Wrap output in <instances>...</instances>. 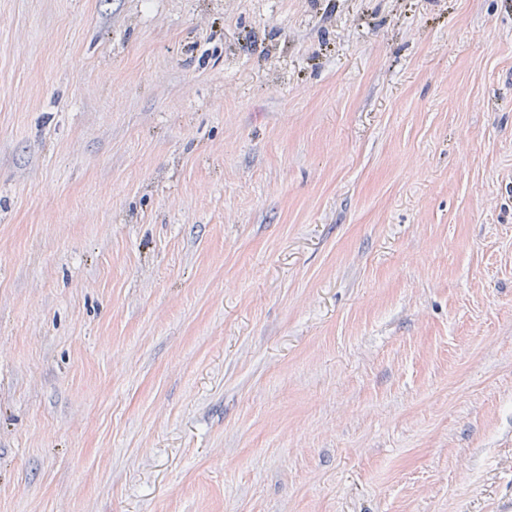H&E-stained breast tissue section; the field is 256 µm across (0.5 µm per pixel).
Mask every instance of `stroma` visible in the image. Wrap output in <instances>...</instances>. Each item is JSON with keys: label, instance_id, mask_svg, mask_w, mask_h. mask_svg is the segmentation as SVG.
Instances as JSON below:
<instances>
[{"label": "stroma", "instance_id": "stroma-1", "mask_svg": "<svg viewBox=\"0 0 512 512\" xmlns=\"http://www.w3.org/2000/svg\"><path fill=\"white\" fill-rule=\"evenodd\" d=\"M0 512H512V0H0Z\"/></svg>", "mask_w": 512, "mask_h": 512}]
</instances>
